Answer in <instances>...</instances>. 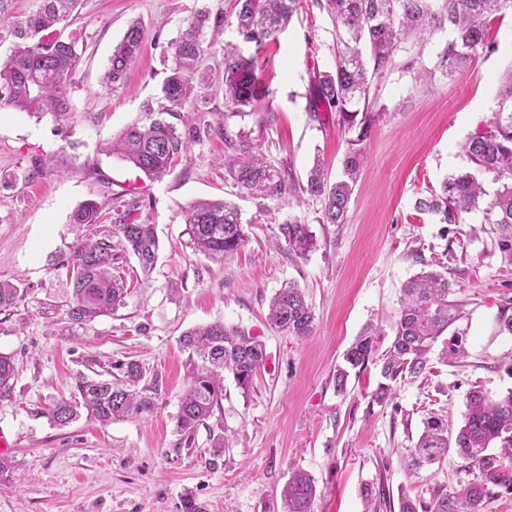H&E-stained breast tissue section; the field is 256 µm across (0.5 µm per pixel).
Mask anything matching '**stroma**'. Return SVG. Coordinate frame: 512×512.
<instances>
[{
  "mask_svg": "<svg viewBox=\"0 0 512 512\" xmlns=\"http://www.w3.org/2000/svg\"><path fill=\"white\" fill-rule=\"evenodd\" d=\"M234 4L83 0L70 26L81 61L68 119L0 109V278L21 280L27 290L14 309L0 312V352L13 355L18 368L14 397L0 404V428L14 443L16 464L0 476V512H183L188 496L201 512H282V490L296 468L317 481L314 512H374L383 489L426 501L433 488L484 479L453 452L414 477L401 453L429 416L460 424L473 386L494 394L512 389V373L499 365L512 353V336L494 331L500 305L512 298V264L481 232V214L439 224L413 204L469 170L460 145L498 109V78L512 65V14L488 25L497 51L454 81L416 86L398 70L379 80L378 102L389 114L363 143L367 162L349 220L322 224L318 201L272 197L261 186L239 190L221 162L228 140L243 131L265 157L271 180H305L317 156L329 177L339 174L348 136L337 114L306 110L315 71L334 64L332 24L314 6H303L264 49L241 42L228 26L205 53L202 67L219 71L225 45H237L256 56V79L271 89L243 113L225 106L217 86L191 107L189 124L221 123L225 138L194 141L189 161L159 180L100 150L141 118L144 102L157 100L171 64L169 45L197 12L228 15ZM133 21L145 32L142 54L125 84L108 88L107 59ZM37 161L40 174L22 180ZM119 194L140 201L142 220L156 227L159 258L143 282L135 277L136 261H128L125 306L70 325L61 307L70 288L57 267L75 239L69 216L85 199L108 208ZM204 199L233 202L247 232L245 245L221 260L187 244L184 211ZM293 218L309 224L317 239L303 259L279 239L280 224ZM424 270L447 273L465 303L454 325L469 353L465 364L439 363L428 377L398 383L396 398L383 406L371 400L380 380L373 365L337 394L333 374L345 350L371 322L384 331L378 351L389 347L400 288ZM289 281L306 290L314 308V331L304 338L267 321L271 297ZM213 322L257 337L267 358L249 393L232 374L224 376L214 419L230 448L213 457L210 430L202 426L192 447L174 455L189 356L180 338ZM127 359L158 378L153 413L106 426L82 418L63 428L41 417V408L70 396L80 375Z\"/></svg>",
  "mask_w": 512,
  "mask_h": 512,
  "instance_id": "stroma-1",
  "label": "stroma"
}]
</instances>
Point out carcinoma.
<instances>
[{"label": "carcinoma", "instance_id": "obj_1", "mask_svg": "<svg viewBox=\"0 0 512 512\" xmlns=\"http://www.w3.org/2000/svg\"><path fill=\"white\" fill-rule=\"evenodd\" d=\"M81 0H37L36 9L12 24L14 38L11 54L0 65V108L10 107L33 116L68 115L71 77L80 63L77 37L61 38ZM332 23L335 66L317 72L307 111L325 106L338 114L343 131L352 134L336 180L325 174L315 160L306 183L289 178L267 182V164L262 154H254L249 138L240 134L228 141L232 153L224 159V169L233 183L244 189L266 185L273 197L307 194L319 200V223L345 224L365 155L359 145L368 137L372 124L388 109L377 106L376 84L394 69L411 74L419 85L438 79L453 80L466 71L483 53L497 49L488 41V23L507 11L512 0H315ZM301 0H236L232 13L237 35L245 43L262 48L276 38ZM216 36L224 29V16L210 17L198 12L171 43L172 65L161 87L157 105L145 107V118L124 128L105 147V152L132 165L152 179L169 173L187 155L190 143L200 130L188 126L181 131L183 109L203 98L215 82L224 84V103L237 111L269 96V87L258 84L254 59L237 48L224 52V70L218 73L200 69L207 30ZM448 32V40L427 65L412 61L400 63L405 45L415 40L429 42L439 32ZM144 30L133 23L113 49L104 73L105 85L112 88L124 82L127 71L140 56ZM500 108L484 130L468 137L461 145L467 160L480 172L493 175L500 186L492 193L470 172L447 177L439 189L416 198L414 209L428 214L439 224H465L469 215L482 214L485 232L493 245L512 262V66L499 80ZM77 236L72 252L60 261L72 288L66 304L70 324L82 326L115 311L128 294L123 264L134 257L144 274L153 268L159 251L154 225L141 220L139 201L132 200L117 210V217L104 218L95 199L81 203L70 216ZM185 234L190 246L209 259L222 258L238 251L246 242V233L237 207L223 199L199 200L185 210ZM288 252L304 258L317 246L309 225L298 219L280 226ZM454 284L438 271L422 272L403 284L400 312L393 325V340L384 354L374 357L376 343L383 330L370 325L343 354L336 367V391L345 393L351 372H360L370 363L380 366L382 382L372 394L378 405L393 401L395 385L432 374L431 351L461 314L462 304L451 299ZM26 290L9 280L0 279V311H8L23 301ZM312 305L304 289L289 282L271 298L268 321L271 325L299 338L314 328ZM500 334L512 335V300L501 305L497 315ZM189 350L187 384L180 398L176 432L180 441L173 452L192 446L199 426L204 425L224 400V372L248 393L254 378L264 366L263 343L253 336L222 323L197 327L182 336ZM468 356L463 340L452 335L444 341L439 360L446 365L460 364ZM17 368L14 358L0 353V402L13 399ZM109 378L97 374L81 377L74 393L39 412L54 426L64 427L81 415L108 424L131 415L150 413L156 408L158 383H144L146 370L135 360L112 364ZM497 453H491L492 449ZM487 472V481L471 482L460 489L438 488L430 501L419 502L399 491L398 504L385 501L386 509L398 512H483L490 491L486 482L499 484L497 463L512 462V389L491 394L475 386L465 395L462 424L430 416L423 431L404 453L408 473L415 474L426 465L439 463L449 450ZM317 496L316 481L301 469L292 471L283 492V512H313Z\"/></svg>", "mask_w": 512, "mask_h": 512}]
</instances>
